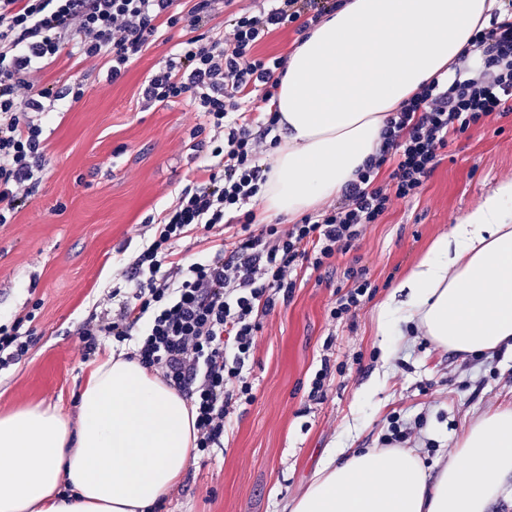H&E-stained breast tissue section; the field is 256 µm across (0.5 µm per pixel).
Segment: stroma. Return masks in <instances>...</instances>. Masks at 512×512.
<instances>
[{"mask_svg":"<svg viewBox=\"0 0 512 512\" xmlns=\"http://www.w3.org/2000/svg\"><path fill=\"white\" fill-rule=\"evenodd\" d=\"M186 34L162 28L124 76L100 59L62 57L42 74L61 86L85 78L83 96L43 124L46 165L33 201L0 224V324L34 312L28 353L0 369V412L51 404L75 414L92 356L78 334L112 310V291L152 237L150 217L168 207L201 160L203 122L186 100L145 106L142 86ZM512 180V113L453 138L412 201L393 200L380 223L329 266L302 269L288 304L262 316L250 360L255 399L227 418L223 448L194 459L155 512H286L333 448H376L399 416L427 466L451 452L466 420L512 407V351L465 358L436 349L402 325L384 362L376 311L430 241ZM362 268L371 296L333 320L348 268ZM329 360L320 399L311 382Z\"/></svg>","mask_w":512,"mask_h":512,"instance_id":"stroma-1","label":"stroma"}]
</instances>
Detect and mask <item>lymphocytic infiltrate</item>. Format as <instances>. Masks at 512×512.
Listing matches in <instances>:
<instances>
[{"instance_id": "lymphocytic-infiltrate-1", "label": "lymphocytic infiltrate", "mask_w": 512, "mask_h": 512, "mask_svg": "<svg viewBox=\"0 0 512 512\" xmlns=\"http://www.w3.org/2000/svg\"><path fill=\"white\" fill-rule=\"evenodd\" d=\"M216 0H0V224L26 206L45 165L41 116L84 94L83 82L59 88L36 75L61 54L101 58L109 81L121 79L162 26L191 32L181 49L142 88L151 103L185 97L204 117L196 148L204 162L155 226L152 242L130 265L133 286L109 318H92L79 334L86 352L98 339L136 340V356L189 399L195 411L196 451L224 445L232 405L254 400L249 362L260 318L288 302L298 268L320 269L346 253L367 225L378 223L393 199L421 191L451 138L512 113V5L491 18L469 51L481 69H455L431 80L386 119L376 152L335 204L282 228L256 224L253 207L265 181L258 148L274 130V112H244L240 101L258 94L269 102L287 56L256 48L279 28L306 31L343 0H266L234 16L233 40L208 35ZM233 229V248L208 260L173 259L172 246L190 231ZM33 313L0 324V368L22 359Z\"/></svg>"}]
</instances>
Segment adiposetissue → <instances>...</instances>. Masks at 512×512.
Listing matches in <instances>:
<instances>
[{"label": "adipose tissue", "instance_id": "obj_1", "mask_svg": "<svg viewBox=\"0 0 512 512\" xmlns=\"http://www.w3.org/2000/svg\"><path fill=\"white\" fill-rule=\"evenodd\" d=\"M503 0H344L297 40L271 107L280 116L256 221L339 196L390 113L446 78ZM385 359L403 323L437 348L512 347V181L436 236L377 312ZM197 430L185 398L126 352L89 373L78 413L0 414V512H151L182 479ZM512 479V407L470 420L437 474L411 448H339L288 512H490Z\"/></svg>", "mask_w": 512, "mask_h": 512}]
</instances>
